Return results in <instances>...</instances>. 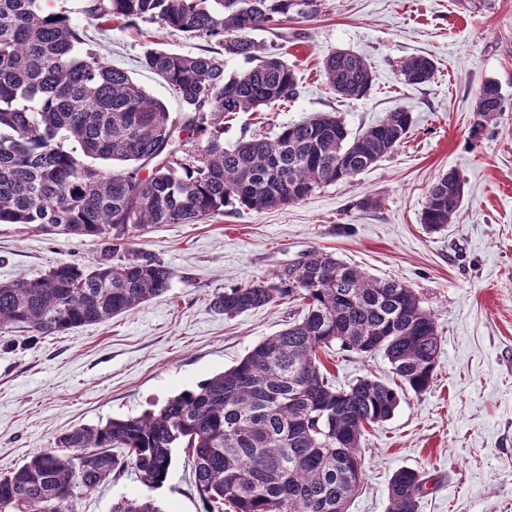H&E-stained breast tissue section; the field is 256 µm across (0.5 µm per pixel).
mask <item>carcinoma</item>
<instances>
[{"instance_id": "obj_1", "label": "carcinoma", "mask_w": 512, "mask_h": 512, "mask_svg": "<svg viewBox=\"0 0 512 512\" xmlns=\"http://www.w3.org/2000/svg\"><path fill=\"white\" fill-rule=\"evenodd\" d=\"M322 0H88L105 24L158 23L216 41L224 53L257 61L234 76L224 60L150 49L141 64L180 99L186 119L86 47V34L45 0H0V224L97 237L106 247L90 266L60 263L34 279L0 282V328L61 335L129 313L168 292L174 271L131 248L153 224H194L238 204L261 211L296 203L377 163L407 135L412 113L390 112L353 136L330 112L281 127L273 139L224 146V115L270 108L299 94L288 64L249 33L312 17ZM424 56L400 63L409 84L433 76ZM337 94L364 97L373 71L360 54L325 57ZM502 111L498 83L476 102L473 133ZM207 137L203 146L198 139ZM147 174H142V171ZM464 196L454 172L428 191L421 223L453 222ZM288 299L301 319L260 341L233 367L183 391L156 411L63 433L57 449L0 475V512H70L74 497L132 468L148 488L165 481L173 451L186 449L207 512H349L363 471L367 429L389 420L406 389L433 384L440 340L415 289L369 278L311 249L267 280L217 293L227 317ZM381 352L396 380L369 376L347 389L328 377L319 350ZM426 472L398 471L387 512H417ZM112 512H162L149 497H123Z\"/></svg>"}]
</instances>
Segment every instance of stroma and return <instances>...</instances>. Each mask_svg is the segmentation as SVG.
I'll list each match as a JSON object with an SVG mask.
<instances>
[{"instance_id": "35a3bbf8", "label": "stroma", "mask_w": 512, "mask_h": 512, "mask_svg": "<svg viewBox=\"0 0 512 512\" xmlns=\"http://www.w3.org/2000/svg\"><path fill=\"white\" fill-rule=\"evenodd\" d=\"M86 0H48L87 28L92 46L182 119L162 80L143 69L144 51L218 50L217 42L170 33L160 24L104 26ZM250 37L283 55L300 87L296 99L224 119V142L275 137L281 126L320 112L351 134L403 108L414 124L396 149L345 182L264 211L226 206L194 224H157L135 238L175 276L170 290L132 312L60 335L0 329V473L53 449L79 426L137 416L234 366L284 328L296 304L285 300L235 317L211 307L215 293L252 284L317 248L370 276L414 288L441 340L433 387L405 391L393 417L366 432L364 475L350 512H385L389 481L401 469L432 476L417 512H512V0H324L311 18L291 19ZM348 49L374 70L371 89L345 100L328 87L323 58ZM432 58L433 79L405 84L399 61ZM496 81L503 110L473 135L475 103ZM455 171L464 198L437 233L420 222L428 190ZM99 239L0 224V282L42 276L62 262L87 265ZM322 361L337 387L363 376L388 381L382 355L338 349ZM154 499L163 512H206L183 449L166 482L148 489L134 471L79 493L72 512H112L123 497Z\"/></svg>"}]
</instances>
